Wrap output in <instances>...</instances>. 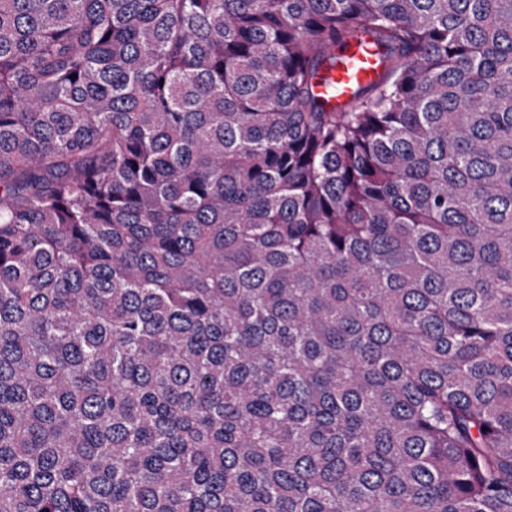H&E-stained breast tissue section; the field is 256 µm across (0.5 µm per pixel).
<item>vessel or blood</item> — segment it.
Listing matches in <instances>:
<instances>
[{"label": "vessel or blood", "instance_id": "b4317fda", "mask_svg": "<svg viewBox=\"0 0 512 512\" xmlns=\"http://www.w3.org/2000/svg\"><path fill=\"white\" fill-rule=\"evenodd\" d=\"M379 71V61L368 40L351 38L336 68L318 88L321 97L336 108L342 107L357 87L368 83Z\"/></svg>", "mask_w": 512, "mask_h": 512}]
</instances>
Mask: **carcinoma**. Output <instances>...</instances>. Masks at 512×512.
Returning <instances> with one entry per match:
<instances>
[{
	"instance_id": "1",
	"label": "carcinoma",
	"mask_w": 512,
	"mask_h": 512,
	"mask_svg": "<svg viewBox=\"0 0 512 512\" xmlns=\"http://www.w3.org/2000/svg\"><path fill=\"white\" fill-rule=\"evenodd\" d=\"M0 512H512V0H0ZM348 43L339 56L336 69L317 89L336 110L342 108L357 87L368 83L379 71L377 54L368 40L358 36L349 39Z\"/></svg>"
}]
</instances>
